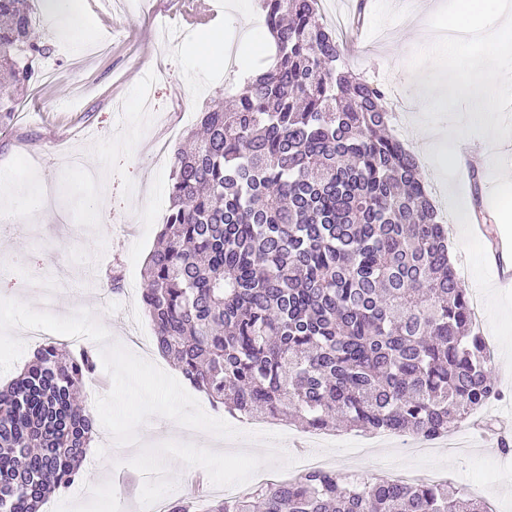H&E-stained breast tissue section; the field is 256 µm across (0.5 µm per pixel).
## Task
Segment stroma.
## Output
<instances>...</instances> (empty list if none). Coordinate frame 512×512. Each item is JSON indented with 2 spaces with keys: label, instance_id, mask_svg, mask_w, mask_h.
<instances>
[{
  "label": "stroma",
  "instance_id": "obj_1",
  "mask_svg": "<svg viewBox=\"0 0 512 512\" xmlns=\"http://www.w3.org/2000/svg\"><path fill=\"white\" fill-rule=\"evenodd\" d=\"M79 14L85 39L71 42L33 0L40 22L37 38L48 45L40 61L43 75L24 98L13 128L0 134V180L9 182V223H0V298L40 308L31 280L49 281L56 296L54 315L86 310L112 339L166 373L174 368L154 347V329L144 313L141 294L148 254L168 209L171 156L185 143L206 103L230 100L247 79V70L265 69L267 43L261 21L251 32L234 28L226 40H249L250 52L235 66L218 67L200 58L182 62L176 44L162 45L157 20L169 15L182 41L197 34L183 24L173 0H117L114 15L102 19L89 0H69ZM401 0H368L364 16L365 49L347 46L350 68L382 83L393 111L413 115L415 89L410 69L427 67L421 44L401 20ZM193 84V99L183 94ZM123 100L121 111L109 102ZM50 181L56 186L54 215L29 214L30 189ZM430 196L438 208L449 202L481 200L495 227L512 228V132L503 136L476 164L473 173H433ZM110 220L107 236L94 228ZM449 246L471 297L481 298V332L493 346L492 373L500 388L478 416L493 430L512 431V288L494 285L484 258L483 241L473 239L459 212L451 214ZM121 271L123 286L111 289L108 274ZM471 421L452 427L449 440L468 448L466 456L439 452L412 458L378 453L361 467L373 477L409 468L442 469L448 482L479 484L478 498L493 512H512V445L488 449ZM134 450L115 461L84 465L70 488L52 494L42 512H142L143 474L129 465Z\"/></svg>",
  "mask_w": 512,
  "mask_h": 512
}]
</instances>
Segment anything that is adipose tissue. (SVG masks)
<instances>
[{
  "mask_svg": "<svg viewBox=\"0 0 512 512\" xmlns=\"http://www.w3.org/2000/svg\"><path fill=\"white\" fill-rule=\"evenodd\" d=\"M484 0H457L453 16L433 14L429 19L432 28L447 31V38L428 43L426 57L434 67H443L448 56L460 53L467 40L477 41L482 50L466 56L467 76L458 79L449 76L434 87L418 91L416 107L426 112L439 106L454 105L464 100L470 103L472 121L483 124L489 141H497L504 133L498 106L501 98L512 92V84L504 81L491 68L494 58L512 54V34L507 29L492 31L479 29L475 18L482 13Z\"/></svg>",
  "mask_w": 512,
  "mask_h": 512,
  "instance_id": "1",
  "label": "adipose tissue"
}]
</instances>
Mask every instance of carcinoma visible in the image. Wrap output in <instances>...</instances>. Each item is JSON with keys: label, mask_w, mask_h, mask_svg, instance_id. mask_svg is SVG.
Segmentation results:
<instances>
[{"label": "carcinoma", "mask_w": 512, "mask_h": 512, "mask_svg": "<svg viewBox=\"0 0 512 512\" xmlns=\"http://www.w3.org/2000/svg\"><path fill=\"white\" fill-rule=\"evenodd\" d=\"M318 0H259L278 53L172 157L142 303L155 343L215 409L429 440L500 390L448 226L388 94L349 70ZM29 0H0V131L46 48ZM89 351L47 342L0 388V512H40L80 475L95 418L73 404ZM171 512H490L446 483L309 470Z\"/></svg>", "instance_id": "cac0c4a2"}]
</instances>
